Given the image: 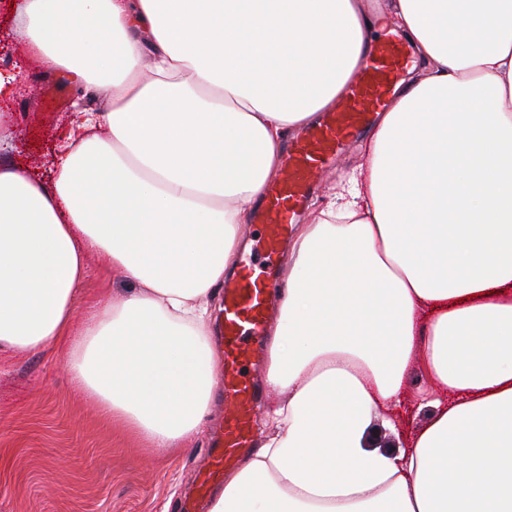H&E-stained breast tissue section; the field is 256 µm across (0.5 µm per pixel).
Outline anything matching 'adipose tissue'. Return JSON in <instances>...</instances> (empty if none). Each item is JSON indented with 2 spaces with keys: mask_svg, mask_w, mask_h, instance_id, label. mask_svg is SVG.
Listing matches in <instances>:
<instances>
[{
  "mask_svg": "<svg viewBox=\"0 0 512 512\" xmlns=\"http://www.w3.org/2000/svg\"><path fill=\"white\" fill-rule=\"evenodd\" d=\"M29 54L105 98L49 182L0 164V350L62 359L161 456L215 395L214 303L283 145L372 32L413 48L362 161L295 225L256 450L209 512H512V0H26ZM95 254L127 288L74 300ZM421 369L428 422L392 411ZM400 431L371 449L374 416Z\"/></svg>",
  "mask_w": 512,
  "mask_h": 512,
  "instance_id": "adipose-tissue-1",
  "label": "adipose tissue"
}]
</instances>
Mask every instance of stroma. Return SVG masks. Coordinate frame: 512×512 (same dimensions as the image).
Listing matches in <instances>:
<instances>
[{
  "label": "stroma",
  "instance_id": "stroma-1",
  "mask_svg": "<svg viewBox=\"0 0 512 512\" xmlns=\"http://www.w3.org/2000/svg\"><path fill=\"white\" fill-rule=\"evenodd\" d=\"M22 4L0 0V74L23 76L4 106L10 137L0 147L46 180L76 105L101 114L108 105L67 70L44 71L27 56L17 35ZM123 286L120 274L87 257L76 306ZM208 448L203 435L183 452L152 455L120 426L103 425L93 398L72 397L62 360L0 355V512H183Z\"/></svg>",
  "mask_w": 512,
  "mask_h": 512
}]
</instances>
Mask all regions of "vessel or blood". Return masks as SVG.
I'll list each match as a JSON object with an SVG mask.
<instances>
[{
  "label": "vessel or blood",
  "mask_w": 512,
  "mask_h": 512,
  "mask_svg": "<svg viewBox=\"0 0 512 512\" xmlns=\"http://www.w3.org/2000/svg\"><path fill=\"white\" fill-rule=\"evenodd\" d=\"M409 58L398 36L381 35L335 111L325 113L296 141L284 159L278 181L264 192L257 210L262 248L224 286V309L217 322L223 346L214 371L224 392V426L199 472L198 501L224 482L225 471L253 443L257 388L253 381L256 344L264 336L274 307L269 277L289 227L306 202L311 185L338 158L346 142L384 109Z\"/></svg>",
  "instance_id": "obj_1"
}]
</instances>
